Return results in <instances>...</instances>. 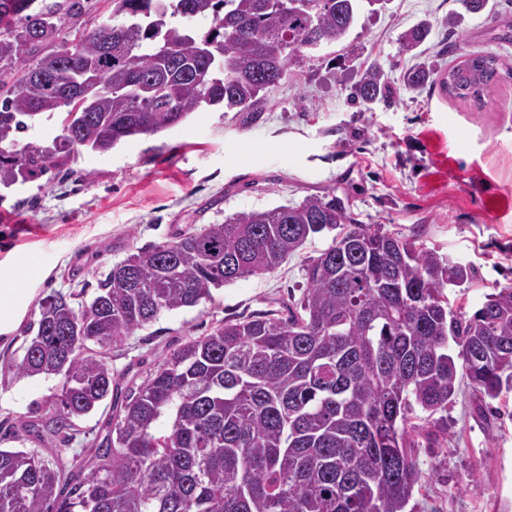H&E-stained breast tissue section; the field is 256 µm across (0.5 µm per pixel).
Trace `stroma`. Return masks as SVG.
<instances>
[{"mask_svg": "<svg viewBox=\"0 0 512 512\" xmlns=\"http://www.w3.org/2000/svg\"><path fill=\"white\" fill-rule=\"evenodd\" d=\"M460 14L456 29L449 15ZM427 21L428 39L402 52L399 37ZM344 68L311 57L299 75L265 94L254 112L210 109L156 136H134L99 154L81 149L57 169L0 185V271L24 292L26 312L0 345V448L10 427L59 392V376L19 378L9 365L44 300L62 293L90 301L110 268L137 248L182 230L223 223L254 209L336 194L359 222L410 241L474 270L448 288L450 308L474 313L494 289L512 286V0H489L464 12L460 0H388L357 18L337 45ZM472 52L497 54L508 75L485 94V107L445 94L438 83L409 89L413 67L447 71ZM388 77L384 97L354 104L350 87L371 62ZM315 235L270 274L215 290L212 300L165 311L112 352L119 383L80 422L71 445L86 454L108 434L128 389L138 386L174 349L210 334L224 319L278 311L306 286L303 266L331 243ZM500 416L481 414L468 380L448 405V432L417 439L422 473L416 512H512V392Z\"/></svg>", "mask_w": 512, "mask_h": 512, "instance_id": "obj_1", "label": "stroma"}]
</instances>
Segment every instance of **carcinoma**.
Masks as SVG:
<instances>
[{
	"instance_id": "cac0c4a2",
	"label": "carcinoma",
	"mask_w": 512,
	"mask_h": 512,
	"mask_svg": "<svg viewBox=\"0 0 512 512\" xmlns=\"http://www.w3.org/2000/svg\"><path fill=\"white\" fill-rule=\"evenodd\" d=\"M112 2L105 21L59 42L60 28L78 26L80 0H0V183L56 166L63 151L106 153L163 133L204 108L256 109L309 57L308 38L336 60L328 49L346 39L357 0ZM430 33L414 26L402 49ZM46 60L58 64L49 80L36 76ZM498 78L499 57L478 53L440 86L480 110ZM89 80L97 88L84 101L63 105ZM384 87L375 61L350 98L368 105ZM62 111L51 145L16 148L12 132ZM325 230L336 235L305 263L288 317L257 313L188 340L129 390L89 463L62 455L76 421L112 393L113 348L164 311L273 272ZM472 278L359 223L335 195L239 212L132 252L91 301L53 295L30 324L16 377L61 375L63 385L12 438H50L58 451L47 460L0 448V512H415V437L447 433L459 379L483 399L512 391V286L470 316L449 309L445 289Z\"/></svg>"
}]
</instances>
